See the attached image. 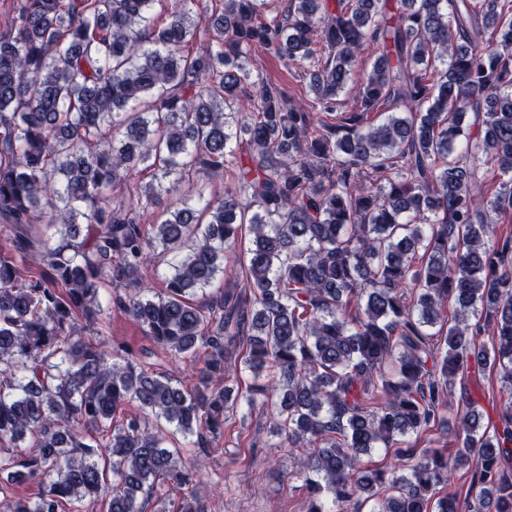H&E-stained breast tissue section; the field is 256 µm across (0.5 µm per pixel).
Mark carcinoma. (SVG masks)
<instances>
[{"label":"carcinoma","mask_w":512,"mask_h":512,"mask_svg":"<svg viewBox=\"0 0 512 512\" xmlns=\"http://www.w3.org/2000/svg\"><path fill=\"white\" fill-rule=\"evenodd\" d=\"M209 2L20 0L0 35V497L40 488L5 512L103 492L168 512L157 489L198 478L171 436L220 437L240 402L304 449L307 512H462L444 489L468 463L470 512H512V242L489 243L490 214L512 221V0ZM254 48L310 76L307 108L251 80ZM479 161L503 177L490 195ZM202 174L224 192L143 227ZM151 250L164 291L123 308L159 351L203 357L190 387L84 337ZM238 269L249 291L192 302ZM473 367L501 374L495 421L454 407ZM452 412L455 455L418 447ZM381 449L390 470L365 461Z\"/></svg>","instance_id":"cac0c4a2"}]
</instances>
